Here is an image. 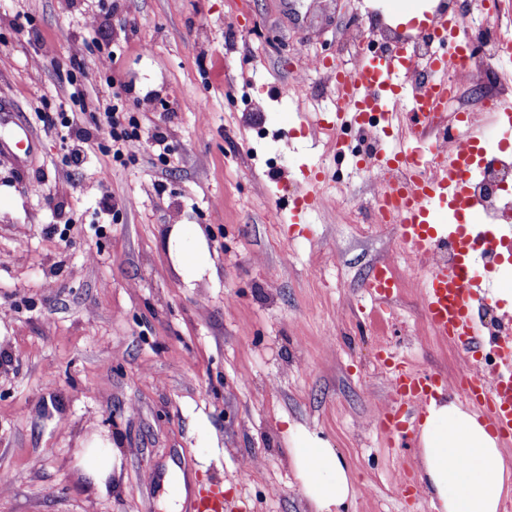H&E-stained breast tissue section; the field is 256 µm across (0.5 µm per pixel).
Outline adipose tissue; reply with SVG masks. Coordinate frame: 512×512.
I'll return each instance as SVG.
<instances>
[{
  "label": "adipose tissue",
  "mask_w": 512,
  "mask_h": 512,
  "mask_svg": "<svg viewBox=\"0 0 512 512\" xmlns=\"http://www.w3.org/2000/svg\"><path fill=\"white\" fill-rule=\"evenodd\" d=\"M167 247L187 279L213 266L201 229L177 224ZM421 481L436 512H499L512 490V461L503 457L478 414L431 402L419 425ZM291 461L315 512H342L355 490L344 459L315 435L301 431Z\"/></svg>",
  "instance_id": "adipose-tissue-1"
}]
</instances>
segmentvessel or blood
I'll use <instances>...</instances> for the list:
<instances>
[{
    "label": "vessel or blood",
    "instance_id": "1",
    "mask_svg": "<svg viewBox=\"0 0 512 512\" xmlns=\"http://www.w3.org/2000/svg\"><path fill=\"white\" fill-rule=\"evenodd\" d=\"M417 65L407 50L366 60L356 71H338L336 96L339 108L337 119L358 125L366 109L382 112L385 122L400 116L401 105H408L413 119L405 135L411 146L406 150L384 155V162L413 168L431 135L426 123L437 101L446 95L444 84L433 83L414 91H405L403 75L413 73ZM481 134L477 124H470L458 145L439 153L437 173L431 178H408L402 183H383L374 198V207L384 210L393 206L391 221L398 240L410 254L427 257L442 238L439 236V217L452 210L459 223L451 240L455 259L444 265L426 269L422 308L435 335L452 341L473 361H480L486 352H493L496 369L491 377L468 370L463 377L466 398L479 412L489 431L500 441L512 442V337L483 336L475 315L479 302L493 298L494 289L477 266L478 253L465 250V243L479 241L483 250L496 252L512 245V230L494 236L471 232L475 218L463 206V191L467 177V160ZM317 178L308 181V192L295 198L291 207V222L301 225L307 211L320 205L322 197L316 189ZM364 288L370 296L388 300L395 288L391 271L378 264L366 278ZM391 401L377 425L389 438L411 435L425 407L432 399L445 396L447 384L439 377L419 372L387 357ZM224 490L212 484L198 489L189 512H223Z\"/></svg>",
    "mask_w": 512,
    "mask_h": 512
}]
</instances>
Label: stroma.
<instances>
[{"instance_id": "obj_1", "label": "stroma", "mask_w": 512, "mask_h": 512, "mask_svg": "<svg viewBox=\"0 0 512 512\" xmlns=\"http://www.w3.org/2000/svg\"><path fill=\"white\" fill-rule=\"evenodd\" d=\"M430 0H0V103L36 136L0 159V512H167L171 467L220 482L224 512H312L290 463L289 429L327 440L357 490L345 512H435L417 441L387 446L373 427L389 397L382 351L454 380L463 355L421 308L424 268L392 225L351 224L375 187L359 160L308 122H335L333 87L306 68L335 56L345 24L387 25ZM99 15L111 73L76 53ZM51 54L32 58L41 45ZM303 75L302 98L282 85ZM120 99L166 132L120 164L88 126L86 162L37 115ZM319 167L327 206L291 227L293 195ZM130 200L113 216L103 196ZM204 232L214 271L184 282L173 225ZM405 272L373 321V266ZM112 452L106 492L83 468L92 439ZM417 495L401 499L400 474Z\"/></svg>"}]
</instances>
